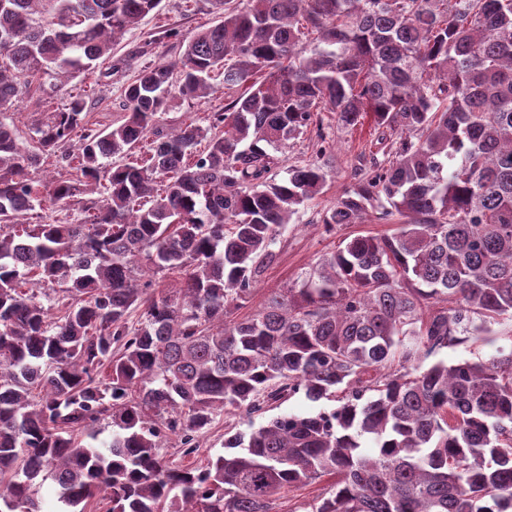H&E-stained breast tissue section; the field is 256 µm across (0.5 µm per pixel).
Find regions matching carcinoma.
I'll use <instances>...</instances> for the list:
<instances>
[{
    "label": "carcinoma",
    "mask_w": 512,
    "mask_h": 512,
    "mask_svg": "<svg viewBox=\"0 0 512 512\" xmlns=\"http://www.w3.org/2000/svg\"><path fill=\"white\" fill-rule=\"evenodd\" d=\"M161 2L0 0V512H42L49 477L65 512L100 492L108 512H280L281 491L321 478L310 512H512V335L423 366L512 324V0H216L179 62L124 88L120 125L89 128L71 95L20 140L5 112L111 60ZM259 72L209 128L160 126L171 88L201 100ZM321 112L382 130L325 227L370 209L399 224L344 239L237 319L326 186L322 133L273 174ZM52 156L66 174L33 176ZM72 204L70 223L23 225ZM298 393L332 406L229 435L201 468L160 457ZM317 140V128L311 126L304 135L289 141L284 154L276 153L281 159L278 167L273 170L277 175L276 179L281 180L287 177L288 166L309 159L316 149ZM502 343V340L496 343L473 344L471 341L456 343L449 345L448 348H444L440 352L430 356L425 360L424 364L428 365L440 359L448 361L449 364L465 358H488L495 353L496 347Z\"/></svg>",
    "instance_id": "cac0c4a2"
}]
</instances>
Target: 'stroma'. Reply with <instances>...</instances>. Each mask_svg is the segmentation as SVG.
<instances>
[{"mask_svg": "<svg viewBox=\"0 0 512 512\" xmlns=\"http://www.w3.org/2000/svg\"><path fill=\"white\" fill-rule=\"evenodd\" d=\"M218 11L211 0H162L158 11L146 16L138 28L126 33L113 47L112 58L119 66L110 74H83L69 79L50 102L20 101L10 116L21 136H28L36 121L47 107H59L69 95L82 94L87 104V121L91 128L106 130L121 123L125 112L121 107L122 94L139 69L151 64L169 63L183 53L186 41L197 28L217 22ZM171 30V37H163V30ZM230 93L220 90L205 100L173 99L163 116L164 127H176L188 122L208 126L212 113L223 111ZM372 121L352 129L337 126L335 115L324 117L322 128H309L298 139L290 141L280 163L275 169L278 178H286L290 165L309 159L316 149L318 134L333 140L335 149L327 160L328 181L323 194L301 207L294 215L287 232L277 242V262L261 277L256 291L242 307V314L253 313L271 293L301 281L315 265L318 258L334 251L344 238L356 234L383 235L392 232L389 224L365 220L360 224H348L326 230L321 216L331 208L338 196L351 185L352 172L360 152L372 148ZM261 417L226 415L204 429L200 436V448L191 456H182L176 444L162 448L167 462L184 463L198 467L205 465L210 456L224 449L227 429L248 431L250 424H261Z\"/></svg>", "mask_w": 512, "mask_h": 512, "instance_id": "obj_1", "label": "stroma"}]
</instances>
